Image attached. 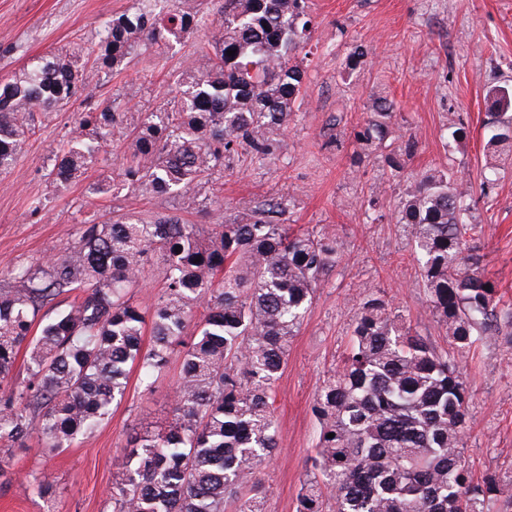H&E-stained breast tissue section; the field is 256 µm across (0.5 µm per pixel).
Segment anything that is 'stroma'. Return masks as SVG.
Returning <instances> with one entry per match:
<instances>
[{"instance_id":"35a3bbf8","label":"stroma","mask_w":512,"mask_h":512,"mask_svg":"<svg viewBox=\"0 0 512 512\" xmlns=\"http://www.w3.org/2000/svg\"><path fill=\"white\" fill-rule=\"evenodd\" d=\"M131 5L132 0H0V79L31 57L80 42L96 44L101 22ZM309 12L304 103L278 134L273 159L259 162L242 151L225 161L222 211H213L207 185L199 188L193 210L172 196L128 189L91 193L93 184L120 174L129 148L125 141L114 142L104 160L67 186L50 174L77 113L89 105L112 98L131 122L167 106L175 95L174 73L195 57L189 42L163 53L141 51L113 75L85 65L76 95L60 110L39 116L17 164L0 173L1 288L9 284L8 267L67 252L86 219L176 216L191 224H230L273 197L281 200L282 220L294 230L335 227L339 262L291 338L288 362L273 387L278 445L258 473L268 512L296 510L320 432L313 405L345 359L362 299L385 300L438 348H447L398 209L416 173L437 170L479 184L488 133L485 96L492 87L512 85V0H309ZM383 98L396 104L389 135L381 146L359 149L352 132ZM452 114L468 124V139L451 138ZM411 136L419 141L417 153L403 170L392 171L391 150ZM332 139L338 148L324 149ZM35 199L43 210L33 217L29 207ZM472 215L481 226L473 244L485 256V273L502 301L512 304V162L500 165L491 198L477 201ZM179 368V359H172L148 392L138 369H131L121 404L72 447L46 455L31 440L0 477V512H103L130 437L171 422ZM461 372L472 395L465 459L474 476L496 473L504 498L511 499L512 348L477 344ZM34 471L57 488L54 505L33 493Z\"/></svg>"}]
</instances>
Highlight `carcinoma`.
<instances>
[{
	"mask_svg": "<svg viewBox=\"0 0 512 512\" xmlns=\"http://www.w3.org/2000/svg\"><path fill=\"white\" fill-rule=\"evenodd\" d=\"M157 2L134 0L102 22L96 47L75 43L34 57L0 81V173L18 161L35 113L72 98L84 61L120 72L140 49H171L203 30L209 39L174 80L170 106L140 113L133 125L109 99L79 113L50 174L62 185L78 180L114 141L127 139L122 179L96 192L127 186L179 197L191 209L196 189L215 183L238 150L258 160L275 154V135L304 101L297 54L311 39L308 0H224L211 16L198 0H170L165 11ZM501 89L487 93L493 132L484 145V197L498 159L512 154V86L507 100ZM391 107L379 105L353 142L365 148L384 140ZM473 195L441 171L411 177L399 223L451 350L438 351L384 301L359 304L350 351L315 400L322 431L296 512H495L500 480L474 478L464 458L471 395L459 364L478 342L512 347V307L497 298L483 255L469 246L478 231L468 221ZM282 213L271 198L208 228L177 217L85 221L64 255L8 269L0 378L22 352L26 377L0 387V462L34 437L46 454L71 447L125 398L132 367L149 390L178 352L173 421L130 438L105 508L226 512L230 504L234 512H265L256 473L277 444L271 388L289 340L338 262L335 233H295L277 222ZM155 263L163 288L144 306L130 290ZM203 305L206 313L192 323Z\"/></svg>",
	"mask_w": 512,
	"mask_h": 512,
	"instance_id": "carcinoma-1",
	"label": "carcinoma"
}]
</instances>
